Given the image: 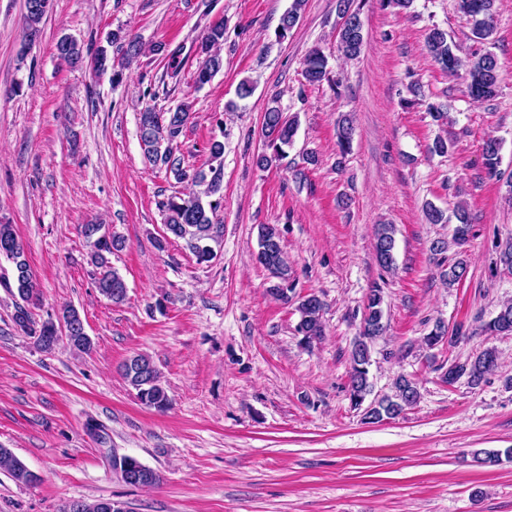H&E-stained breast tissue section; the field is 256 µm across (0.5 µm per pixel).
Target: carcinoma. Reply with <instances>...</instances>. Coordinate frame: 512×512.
Here are the masks:
<instances>
[{"instance_id": "cac0c4a2", "label": "carcinoma", "mask_w": 512, "mask_h": 512, "mask_svg": "<svg viewBox=\"0 0 512 512\" xmlns=\"http://www.w3.org/2000/svg\"><path fill=\"white\" fill-rule=\"evenodd\" d=\"M495 3L496 0H456L457 11L470 23L473 37L482 43L490 42L495 32ZM49 6V0H26L25 22L30 36L34 37L39 33L40 24ZM304 6L305 0H292L275 30L277 40L285 39L299 23ZM106 42L115 48L116 56L108 57L106 48L102 47L92 58L91 65L98 71L112 69V81L120 82L123 79V70L141 54L142 46L120 30L109 32ZM223 44L224 20L221 19L206 28L197 45L198 54L202 56V62L195 72L197 87L202 88L210 83L223 68L224 60L220 53ZM365 44L363 28L347 21L338 27L337 47L346 58L355 59L360 56ZM55 48L57 55L72 66H79L84 62L83 48L69 36H61ZM426 48L441 70L453 74L462 67L466 68L472 98L486 100L497 95L503 70L493 53L486 51L464 60L456 53L455 45L448 42V33L437 26L429 29ZM303 75L312 84L329 80L328 58L320 48L315 47L306 55ZM191 118L190 109L186 105L167 111L147 107L139 113L138 134L144 157L149 164L163 165L178 181L201 187L193 195L183 197L175 194L166 198L159 202V209L164 215L167 232L184 240L197 263L202 264L215 258L212 244L220 242L223 234V225L216 223V219L224 200V142L217 139L210 142L209 172H188L182 166L181 158L177 156V138ZM298 126V116L287 117L279 107H268L264 112L262 125L265 149L255 156L256 166L268 169L285 158L287 149L294 142ZM353 140V120L344 115L336 126V144L340 156L338 163H343L350 154ZM499 151L500 142L497 139L489 138L485 141L482 157L490 176L498 172ZM455 217L458 224L454 229L453 241L461 246L468 241L472 225L467 210L462 206L455 211ZM82 234L92 244L89 263L94 267V284L98 293L114 304L123 302L127 296V286L122 276L112 267V254L123 249L124 241L107 232L102 224H85L82 226ZM394 234L395 227L392 224H379L375 228V258L384 270L392 269L395 262ZM495 254L494 265L512 271V238L497 242ZM257 260L272 279L268 292L285 304L296 303L295 311L299 313L296 331L302 336V342L309 345L320 339L323 336V303L314 293L295 298L294 270L281 245L280 231L273 224L260 226ZM2 261L9 263L11 267V276L5 277L4 285L16 290L14 296L19 298L13 314L16 327L24 334L36 338L37 344L44 351L53 350L63 337L72 349L81 353L90 351L92 341L85 332L84 323L76 309L65 308L61 318L56 321L49 318L38 322L33 317L31 307L36 305L39 294L26 259L25 246L11 224L0 223V262ZM466 273V261L458 259L448 265V269L442 272V277L452 287ZM383 303V289L372 288L367 296L359 336L350 352L348 394L351 405L356 409L362 406L366 396L373 391V383L369 377L371 347L385 330ZM484 332L489 336L512 335V303L500 308L497 315L485 324ZM463 336L462 327L450 330L443 322L438 321L423 337V342L429 348L444 342L452 346ZM496 363L495 350L485 349L472 359L450 364L442 378L450 385L464 378L468 384L477 386L495 368ZM122 376L136 391L142 405L157 411L168 409L170 399L167 390L161 383L159 370L149 356L137 354L129 358L122 365ZM418 399L416 383L402 375L394 382V394L370 404L365 409L364 419L369 423H378L384 419L395 418L405 409L414 406ZM123 459L136 474L132 486L150 487L160 483V475L137 458L125 455ZM0 470L7 472L18 484L28 485L37 480V476L9 448L0 447Z\"/></svg>"}]
</instances>
